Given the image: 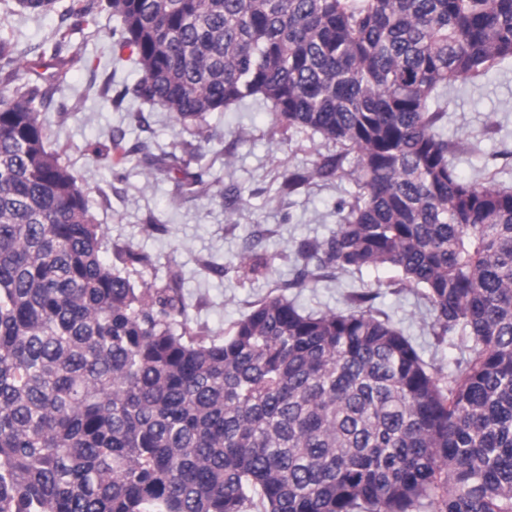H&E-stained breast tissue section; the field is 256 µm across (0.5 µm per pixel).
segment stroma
<instances>
[{"instance_id": "stroma-1", "label": "stroma", "mask_w": 512, "mask_h": 512, "mask_svg": "<svg viewBox=\"0 0 512 512\" xmlns=\"http://www.w3.org/2000/svg\"><path fill=\"white\" fill-rule=\"evenodd\" d=\"M69 3L58 0L56 12L41 16L20 11L16 0H0V40L10 41L17 54L39 55L51 45L60 13ZM117 25V18L104 11L95 23L73 34L71 46L79 60L45 114L47 146L62 155L85 187L107 242L149 255L153 265L143 270L146 279L164 275L169 260L181 263L192 322L209 334L223 335L268 295L270 285L291 279L293 253L301 239H322L336 230L343 217L339 205L357 187L350 179L335 178L282 195V173L309 166L329 147L308 134H273L270 111L255 100L209 115L211 137L200 144L190 165L209 182L205 194L148 176L134 160L101 164L94 150L118 130L125 134V147L143 141L156 153L180 149L189 137L160 108L131 96L117 106L102 96L104 84L117 92L140 78L129 50L119 49L109 36ZM440 104L447 112L444 133L465 146L454 161L458 176L512 189V60L500 64L488 79L456 82ZM151 219L157 227L149 231L145 225ZM247 242L270 260L265 280L242 281L229 267ZM395 278L389 269H371L287 288L285 294L309 312H340L349 309L352 293H374L375 308L389 316L440 381H447L467 360V352L456 347L452 336L437 343L420 289L396 284Z\"/></svg>"}]
</instances>
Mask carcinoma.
I'll return each mask as SVG.
<instances>
[{
  "label": "carcinoma",
  "instance_id": "obj_1",
  "mask_svg": "<svg viewBox=\"0 0 512 512\" xmlns=\"http://www.w3.org/2000/svg\"><path fill=\"white\" fill-rule=\"evenodd\" d=\"M104 5L141 72L113 103L203 140L210 113L260 99L273 132L336 146L283 177L358 187L336 230L299 242L288 287L390 268L469 358L443 389L369 292L319 314L270 295L222 336L191 326L175 261L137 282L151 258L108 246L46 146L42 75L18 77L0 40V512H242L254 494L264 512H512V190L458 177L431 108L512 59V0H70L57 83ZM112 149L167 175L196 157ZM235 267L256 279L267 261Z\"/></svg>",
  "mask_w": 512,
  "mask_h": 512
}]
</instances>
